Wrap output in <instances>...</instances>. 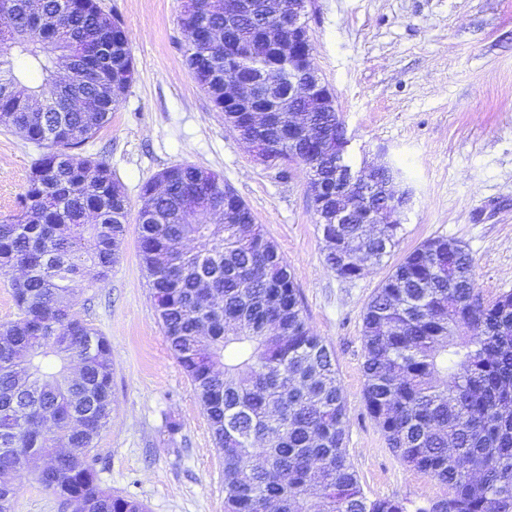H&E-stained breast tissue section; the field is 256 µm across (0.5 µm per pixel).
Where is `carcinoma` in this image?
<instances>
[{
  "instance_id": "obj_1",
  "label": "carcinoma",
  "mask_w": 512,
  "mask_h": 512,
  "mask_svg": "<svg viewBox=\"0 0 512 512\" xmlns=\"http://www.w3.org/2000/svg\"><path fill=\"white\" fill-rule=\"evenodd\" d=\"M291 0H249L229 21L219 0H186L179 23L191 77L213 106L224 84L256 78L267 64L288 72ZM0 128L41 149L20 210L0 219V269L21 267L19 318L0 327V475L53 462L36 482L70 512H146L98 480L95 459L57 455L94 448L112 416V343L72 308L84 270L107 278L123 243L128 202L102 160L80 147L109 123L132 81L129 38L97 0H0ZM256 42L266 57L229 47ZM88 71L81 110L54 99L65 53ZM27 95L31 104L17 108ZM263 130L239 122L282 163L298 162L336 213V113L299 112L307 137L288 143V83L257 106ZM385 175H374L376 217ZM139 250L170 350L190 378L215 444L224 450L226 512H408L403 500L366 496L348 461L347 407L335 353L309 327L277 245L220 175L174 165L144 183ZM194 216L198 223L188 224ZM394 224H323L327 265L362 275L399 243ZM68 339L57 348L51 338ZM364 397L390 447L442 488L417 512H512V290L485 297L466 246L423 242L395 266L363 316Z\"/></svg>"
}]
</instances>
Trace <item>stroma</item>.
Instances as JSON below:
<instances>
[{
	"mask_svg": "<svg viewBox=\"0 0 512 512\" xmlns=\"http://www.w3.org/2000/svg\"><path fill=\"white\" fill-rule=\"evenodd\" d=\"M99 5L123 22L134 63L118 109L82 148L106 161L129 201L116 263L73 297L112 343V417L94 449L101 486L147 512H225L223 453L163 336L138 247L142 185L190 164L223 175L286 258L308 325L336 355L346 452L364 493L415 512L441 487L400 460L367 410L363 315L394 266L438 236L466 245L483 294L512 290V0H309V37L353 166L385 157L414 193L399 246L355 279L325 262L307 169L257 161L191 78L184 0ZM37 155L0 129V218L15 212ZM12 482L15 512H65L30 472Z\"/></svg>",
	"mask_w": 512,
	"mask_h": 512,
	"instance_id": "1",
	"label": "stroma"
}]
</instances>
